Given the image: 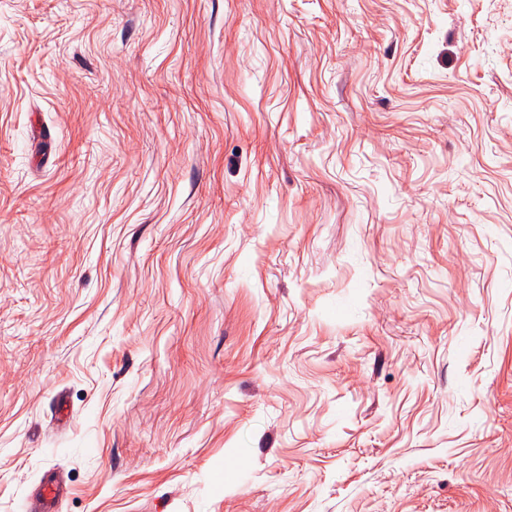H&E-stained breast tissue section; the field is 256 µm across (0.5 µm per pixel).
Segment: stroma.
<instances>
[{
  "mask_svg": "<svg viewBox=\"0 0 512 512\" xmlns=\"http://www.w3.org/2000/svg\"><path fill=\"white\" fill-rule=\"evenodd\" d=\"M512 512V0H0V512ZM58 494L52 484L42 485L26 505L27 512H58Z\"/></svg>",
  "mask_w": 512,
  "mask_h": 512,
  "instance_id": "obj_1",
  "label": "stroma"
}]
</instances>
